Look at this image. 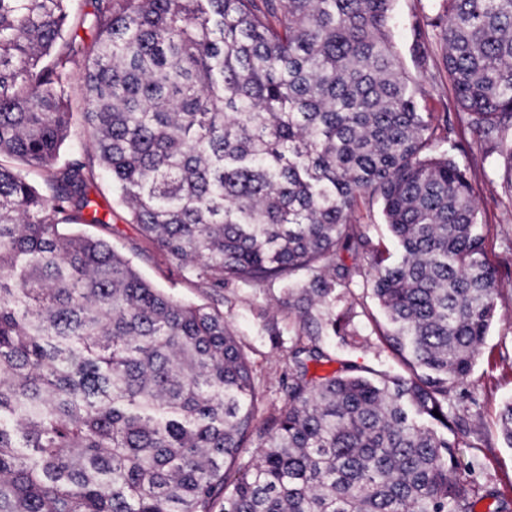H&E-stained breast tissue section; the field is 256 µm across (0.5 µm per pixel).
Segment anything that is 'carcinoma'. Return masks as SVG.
I'll return each instance as SVG.
<instances>
[{
	"mask_svg": "<svg viewBox=\"0 0 512 512\" xmlns=\"http://www.w3.org/2000/svg\"><path fill=\"white\" fill-rule=\"evenodd\" d=\"M92 2L0 0V512H475L458 435L425 421L448 427L499 288L454 128L395 52L394 0ZM437 20L470 130L512 128V0H443ZM85 26L80 59L66 35ZM100 175L186 281L294 298L265 428L224 311L80 230L109 225ZM359 251L363 272L343 262ZM356 275L408 375L310 378ZM499 427L512 448V402ZM361 215L363 216L361 221L364 224H368V234L373 241L377 242L378 240H383L389 244L388 230L385 224H383L379 206L374 204L373 207H370V211L368 206H362Z\"/></svg>",
	"mask_w": 512,
	"mask_h": 512,
	"instance_id": "obj_1",
	"label": "carcinoma"
}]
</instances>
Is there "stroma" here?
I'll return each instance as SVG.
<instances>
[{"label": "stroma", "mask_w": 512, "mask_h": 512, "mask_svg": "<svg viewBox=\"0 0 512 512\" xmlns=\"http://www.w3.org/2000/svg\"><path fill=\"white\" fill-rule=\"evenodd\" d=\"M440 0H395L392 40L404 66L416 79L424 95L422 111L455 115L458 110L443 63V49L436 31L424 26L423 18L435 12ZM454 156L465 169L473 188L478 221L485 226V253L495 268L502 288L495 319L485 347L478 357L467 383L451 393L450 419H474L481 425L480 438H466L456 454L459 469H472V478L484 494L476 512H488L494 499L512 505V448L503 443L498 416L501 407L512 400V191L504 181L498 155L488 154L485 143L470 129L458 127ZM97 201L101 212L109 213L111 225L104 229L114 250L129 258L140 274L171 297L196 304L219 307L248 355L255 381L264 395L266 415L287 401L282 379L288 372L290 347L297 328V314L288 306V292L265 284L230 285L203 288L185 281L129 221L126 210L111 196L107 181H99ZM336 303L335 334L323 337L321 345L331 357L323 365L310 364L309 372L319 376L336 370L346 362L360 369L400 372L392 352L372 331L383 314L372 298L366 281L354 278L339 288Z\"/></svg>", "instance_id": "35a3bbf8"}]
</instances>
